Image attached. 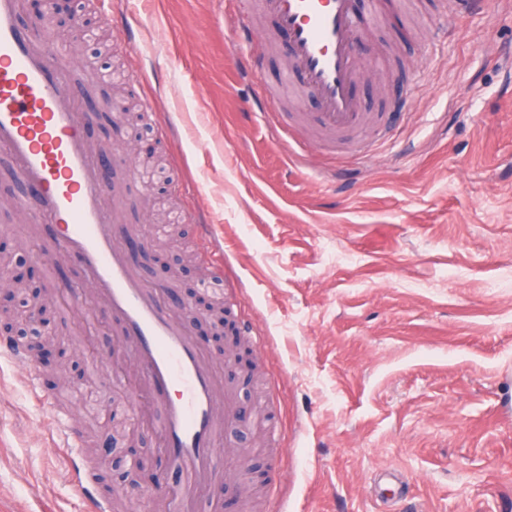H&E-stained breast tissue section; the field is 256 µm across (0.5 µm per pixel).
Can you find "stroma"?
Here are the masks:
<instances>
[{"mask_svg": "<svg viewBox=\"0 0 512 512\" xmlns=\"http://www.w3.org/2000/svg\"><path fill=\"white\" fill-rule=\"evenodd\" d=\"M113 50L74 56L97 119L94 146L129 145L101 101L124 84L128 101L150 99L149 124L177 125L156 155L166 181L147 191L107 170L140 216L152 282L181 278L202 289L191 242L199 224L221 225L224 278L242 282L237 323L267 336L253 351L255 382L277 386L278 446L246 432L249 464L269 468L266 489L284 486L280 512H512V0L448 25V0H376L387 24L367 35L355 93L371 121L310 158L285 147L256 103L258 86L234 58L265 57L279 80L284 41L265 43L271 15L254 9L257 38L237 41L240 11L225 0H126L136 49H119L108 0H81ZM140 69L144 79L123 81ZM186 182L202 190L185 198ZM0 160V241L46 288L79 283L65 257L37 255L49 224H30L10 197L21 192ZM56 343L85 351L81 385L58 391L55 361L33 377L0 356V512H84L71 471L47 432L59 405L79 401L86 432L117 435L110 472L126 476L123 452L146 463L151 485L163 459L138 421L98 415L96 401L123 407L113 367H132L109 319L55 307Z\"/></svg>", "mask_w": 512, "mask_h": 512, "instance_id": "1", "label": "stroma"}]
</instances>
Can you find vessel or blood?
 <instances>
[{
  "label": "vessel or blood",
  "instance_id": "b4317fda",
  "mask_svg": "<svg viewBox=\"0 0 512 512\" xmlns=\"http://www.w3.org/2000/svg\"><path fill=\"white\" fill-rule=\"evenodd\" d=\"M22 0H0V155H5L26 195L16 200L33 222L56 232L42 243V258L73 259L82 281L66 288L69 300L84 304L91 288L96 309L119 327L138 369L142 390L130 400L133 412L154 411L167 467L180 478L166 491V512H202L208 490L225 479L221 459H240L247 451L233 433L251 420L231 387L222 385L213 362L192 333L198 314L178 305L166 285L149 283L131 261L129 239L138 228L116 227L102 166L124 167L139 181L135 159L123 149L96 151L86 138L95 113L81 111L66 64L67 50L50 25L28 30L18 24ZM287 41L288 89L269 83L264 57L235 59L238 72L256 79L266 100L283 92L294 99L312 97L309 116L320 130L350 131L364 121L354 93L358 43L371 27L384 24L382 13L362 14L360 0H261ZM197 235L203 255L224 261V238L217 225L201 224ZM72 485L88 512H112L74 454Z\"/></svg>",
  "mask_w": 512,
  "mask_h": 512
}]
</instances>
